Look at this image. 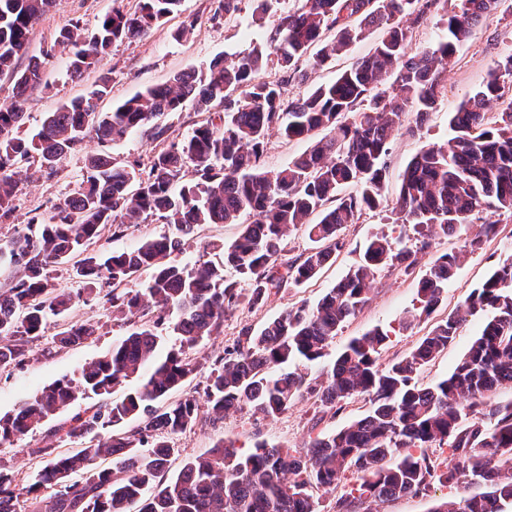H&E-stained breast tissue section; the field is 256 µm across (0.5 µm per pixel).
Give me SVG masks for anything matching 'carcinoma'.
Segmentation results:
<instances>
[{
  "label": "carcinoma",
  "instance_id": "1",
  "mask_svg": "<svg viewBox=\"0 0 512 512\" xmlns=\"http://www.w3.org/2000/svg\"><path fill=\"white\" fill-rule=\"evenodd\" d=\"M180 2L138 0L132 11L102 16L89 33L78 21L60 31L55 43L72 48L70 78L82 79L113 43L141 38ZM500 2L453 0L444 14L446 36L414 52L413 30L442 0H302L270 38L284 74L299 72L303 57L314 68L323 65L374 27L384 34L369 55L333 82L295 99L285 96V79L260 77L268 61L263 49L215 59L200 74L176 72L110 112L96 111L111 90V77L103 74L87 94L49 113L26 139L19 136L24 108L28 92L41 85L44 66L29 54L30 34L56 0H0V78L13 82L11 101L0 106V224L15 212L18 177L58 174L90 134L105 145L142 129L165 143L143 165H125L106 150L86 157L80 183L52 214L31 217L25 232L0 243V252L17 268L12 285L0 292V369L23 364L26 345L72 306L77 295L56 284L53 272L76 255L73 276L87 290L112 285L107 296L115 316L130 322L145 304L154 307L153 319L82 365L77 375L43 387L15 412L0 416V445H10L77 398H97L50 429V436L62 432L79 447L34 449L48 460L27 485L0 468V512H19L24 495L31 500L29 512H319L318 493L335 490L348 472L359 484L334 498L332 512H371L369 503L425 495L435 485L486 491L440 499L430 512H512V401L493 400L500 386L512 384V255L397 361L379 362L389 335L374 328L353 338L313 381L273 371L296 359L320 361L367 302L369 280L379 267L397 264L409 271L433 235L467 227L486 210L512 213V99H504L512 53L449 113L451 137L423 147L405 167L396 210L403 223L420 228L419 246L372 238L360 262L315 305L287 308L257 331L242 328L213 362L202 397L194 390L168 401L197 375L200 364L192 353L203 339L221 335L227 310L243 301L260 306L282 284L302 286L315 278L342 249L341 228L380 205L394 133L409 119L424 121L445 92L457 48ZM188 100L202 112L217 102L223 113L171 140L164 119ZM274 129L288 139L316 141L288 165L267 170L262 155ZM189 165L195 179L183 183ZM347 186L354 191L340 195ZM315 212L319 220L312 224ZM245 215L250 222L241 221ZM143 216L157 217L174 232L129 251L91 248L103 228L119 236ZM238 223V238L219 247L215 258L176 260L203 225ZM302 225L312 246L299 262L280 261L283 240ZM496 233V225L482 223L459 250L431 264L418 283L420 315L435 312L461 259ZM146 270L143 287H128ZM242 281L245 290L239 288ZM478 313L484 314L481 328L453 371L420 385L423 369ZM166 323L179 346L158 360L157 329ZM98 331L91 322L73 323L55 334V342L80 345ZM133 379L135 388L113 398L116 387ZM304 393L331 407L366 395L370 407L363 417L314 438L304 455L265 441L246 451L232 441L218 442L186 459L175 478H165L175 453L171 439L197 423L201 407L222 418L247 406L274 419ZM132 419L139 424L129 433L125 426ZM433 446L446 448L448 457L428 453Z\"/></svg>",
  "mask_w": 512,
  "mask_h": 512
}]
</instances>
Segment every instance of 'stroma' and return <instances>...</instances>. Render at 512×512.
<instances>
[{
	"mask_svg": "<svg viewBox=\"0 0 512 512\" xmlns=\"http://www.w3.org/2000/svg\"><path fill=\"white\" fill-rule=\"evenodd\" d=\"M295 0H268L260 21H253L250 0H244L242 10L231 21H212L216 7L214 0H182L178 12L151 27L145 36L135 42H116L109 55L89 71L84 80L72 82L68 76L70 50L56 46L54 40L60 30L81 22L85 29H93L103 15L120 7L132 10L135 0H57L55 7L35 25L30 35L32 54H46L44 65L45 89L34 91L26 103V120L21 135L36 132L45 113L56 111L70 99L87 93L100 75L110 74L111 94L99 101L97 109L107 112L124 100L150 86L165 83L178 71H203L215 57L235 58L248 54L253 48L265 47L280 17L294 8ZM193 25L190 37H177V30ZM381 29L356 44L347 54L327 62L319 69H312L308 61H300L302 75L291 77L285 87L287 97L305 96L319 84L335 80L341 70L367 55L381 37ZM512 53V0H502L497 12L483 17L474 27L473 35L457 51V65L448 74V90L429 112L422 127L404 124L390 143L387 157L388 176L381 206L361 216L358 223L348 224L341 231L343 249L335 261L307 284L297 287L283 284L272 291L267 302L259 307L244 305L230 309L224 316L222 336L203 341L197 349L202 370L193 379V386H202L205 371L223 356L242 327L261 329L269 320L278 316L287 306L305 301L315 304L338 280L355 266L365 243L372 237L385 235L390 238L411 239V225L397 222L392 211L401 175L409 160L425 145L441 141L449 134L448 114L455 111L464 97L478 88L487 78L500 57ZM97 140L85 139L80 153L70 156L62 174L55 177L38 176L22 182L16 197L17 209L12 223L0 224V239L23 232L30 217L47 216L73 189L82 174V155L98 150ZM485 220L496 223L498 234L485 241L480 249L468 254L448 282L442 302L431 317L417 314L418 282L431 263L441 254L458 250L461 234L435 238L430 247L419 253V263L414 270L404 271L400 266L378 269L370 284L367 303L344 325L330 346L329 355L336 353L353 337L379 327L388 331L389 338L380 351L381 363L388 364L406 356L425 336L434 322L445 318L464 301L488 272L507 255L512 254V214L486 212ZM240 230L236 224H209L187 242L179 259L183 262H203L211 257L215 244H230ZM169 225L155 218H147L131 225L121 237L104 232L97 243L102 252L125 251L139 245L144 239L170 233ZM97 323L99 334L94 341L62 348L54 343L53 336L61 321ZM481 326L479 318H470L448 349L426 367L421 381L431 384L447 376L467 350ZM129 330L128 324L117 320L105 299L89 302L77 301L63 319H51L45 335L28 344L25 364L0 369V416L13 412L25 399L31 398L44 386L65 376H73L85 362L97 358L111 349L113 343ZM369 407L367 396H358L331 408L314 404L301 396L291 407L274 419H263L242 408L216 419L200 414L191 430L173 438L176 449L167 469L176 475L183 461L211 448L217 441L236 442L251 446L257 441H268L305 454L311 439L342 428L352 420L362 417ZM51 445L66 447L63 439L48 437L46 429H38L15 442L0 446V464L12 467L19 479H27L44 463L37 455V448Z\"/></svg>",
	"mask_w": 512,
	"mask_h": 512,
	"instance_id": "obj_1",
	"label": "stroma"
}]
</instances>
